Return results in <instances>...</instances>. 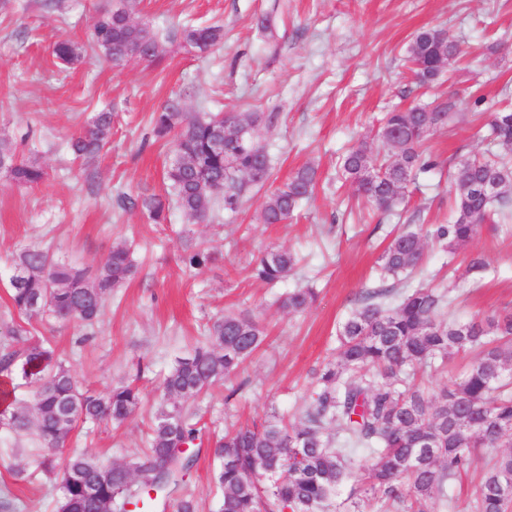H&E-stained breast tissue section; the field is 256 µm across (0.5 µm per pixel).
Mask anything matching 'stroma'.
<instances>
[{
  "label": "stroma",
  "mask_w": 512,
  "mask_h": 512,
  "mask_svg": "<svg viewBox=\"0 0 512 512\" xmlns=\"http://www.w3.org/2000/svg\"><path fill=\"white\" fill-rule=\"evenodd\" d=\"M61 2L58 9L46 0L0 5V139L37 158L46 172L32 187L0 176V347L12 345L11 327L23 326L48 339L97 392L127 382L137 361L149 363L137 382L141 404L129 421L86 426L66 444L118 463L144 448L164 374L205 340L213 319L245 313L259 321L266 337L238 371V380L248 383L242 397L225 401L217 387L195 404L206 443L184 490L197 498L199 512H214L210 440L274 410L299 418L314 372L335 353L336 329L356 293L379 284L377 261L391 232L448 223L449 168L498 152L477 131L512 99V0H136L135 19L148 20L158 33L216 24L224 41L203 54L164 43L156 64L117 65L89 53L68 66L54 56V44L85 45L95 17L115 0ZM263 15L274 20L269 41L256 30ZM434 26L448 29L469 54L422 87L407 68L406 48L419 30ZM477 87L485 94L478 105L469 95ZM454 93L456 113L427 139L433 166L411 185L408 201L390 214L362 208L352 187L337 180L338 157L394 107ZM173 101L196 115H278L274 126L257 133L271 159L269 180L237 211H218L208 224L187 219L165 180L174 139L156 138L152 120ZM103 109L113 113L111 143L93 158L73 159L71 137ZM306 164L317 169L312 198L288 223H260L266 195ZM153 194L167 197L159 224L141 209L119 205L124 196ZM197 244L213 259L193 268L185 257ZM117 245L131 249L137 271L113 293L95 327L30 318L12 307L5 281L23 248L41 247L55 260L93 269ZM270 248L299 258L295 273L274 286L251 272L259 252ZM473 254L489 263L477 288L467 269ZM406 282L463 287L449 310L456 320L512 311V221L481 225L467 251L456 255L428 243ZM306 286L316 291L309 309L280 308L278 297ZM56 498L54 485L36 469L29 436L0 429V512H55Z\"/></svg>",
  "instance_id": "1"
}]
</instances>
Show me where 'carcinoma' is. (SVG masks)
Wrapping results in <instances>:
<instances>
[{
  "label": "carcinoma",
  "instance_id": "carcinoma-1",
  "mask_svg": "<svg viewBox=\"0 0 512 512\" xmlns=\"http://www.w3.org/2000/svg\"><path fill=\"white\" fill-rule=\"evenodd\" d=\"M133 0L100 13L87 46L61 41L53 54L64 64L79 60L86 50L113 62L136 54L148 62L161 59V38L151 26L134 24ZM167 38L198 53L224 40L218 25L184 27ZM441 48L447 65L461 60L460 43L442 27L417 32L407 61L421 86L436 81L444 69L424 71L419 63L431 47ZM456 102L432 101L386 113L373 139L347 151L339 168L369 207L388 213L400 203L417 175L433 163L424 144L452 118ZM275 113H221L205 117L180 111L169 103L153 118V132L164 138L176 132L174 162L166 171L178 207L198 224L212 220L216 208L240 207L258 182L243 173L270 176V159L257 140L258 127L270 126ZM235 119L242 135L226 138L225 124ZM112 137V112L102 111L70 141L72 153L93 157ZM484 137L511 155L493 154L460 160L449 175L454 217L432 224L425 233L400 231L380 257L381 275L398 277L417 268L427 241L456 253L473 240L477 227L494 214H512V109L493 114ZM224 141L218 152L214 143ZM0 171L18 185H34L46 172L35 160L24 159L0 140ZM316 168L304 165L265 198L264 224H282L298 204L313 195ZM142 209L158 221L165 199H140ZM298 264L287 249H266L253 272L268 284L288 278ZM136 266L126 246L112 248L91 272L53 260L43 250H22L7 281L15 309L28 316L79 321L94 326L105 301L134 275ZM311 288H295L280 298L282 309L298 314L314 301ZM451 298L432 288L398 291L380 285L359 291L355 306L337 334L339 353L313 377L310 402L296 423L272 413L225 432L214 442L217 461L213 480L220 491L217 512H334L336 497L348 483L350 496H361L369 512H457L448 497V483L471 465L475 448L505 449L484 472L470 512H512V312L467 321L448 320L444 309ZM11 336L28 343L22 350L0 354V426L33 437L39 448L37 468L55 481L57 512H109L126 505L133 512H156L181 489L196 455L186 447L199 439L201 428L189 404L216 384L234 378L243 362L263 343L265 330L247 314H226L209 327L207 341L181 357L163 377L167 401L160 404L150 428L148 448L122 463L106 464L74 451L64 462L58 453L84 423L121 425L140 403L139 389L121 384L104 393L84 389L55 351L40 339L25 336L17 325ZM475 353L466 376L431 395L414 383L415 371L443 368L460 353ZM20 371L34 387L33 413L15 406L12 375ZM367 458L368 465H357Z\"/></svg>",
  "mask_w": 512,
  "mask_h": 512
}]
</instances>
